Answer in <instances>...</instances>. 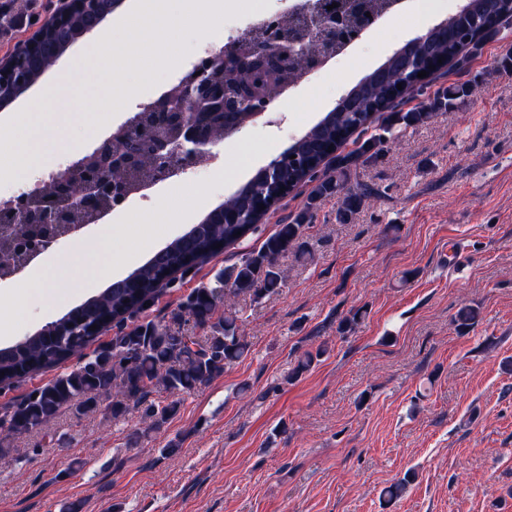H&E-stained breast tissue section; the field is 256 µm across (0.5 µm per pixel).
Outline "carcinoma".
<instances>
[{"label": "carcinoma", "instance_id": "obj_1", "mask_svg": "<svg viewBox=\"0 0 512 512\" xmlns=\"http://www.w3.org/2000/svg\"><path fill=\"white\" fill-rule=\"evenodd\" d=\"M510 20L512 0H465L445 25L429 29V36L415 46L413 54L425 70L431 65L439 70L450 63L464 71L488 40L507 30ZM82 33L83 27L77 19L62 34L47 29L46 50L26 62L30 80L36 81L53 59L62 55ZM401 74V65H395V82L386 84L369 73L350 90L353 107L339 104L326 113L291 145L296 158L288 159L286 150L278 156L277 184L267 183L259 172L236 192V196L224 200V206L241 213L240 223L225 224L215 212L208 213L202 222L157 251L143 266L112 282L100 295L75 306L59 320L24 340L0 348V385L5 387L22 375L65 362L82 352L102 331H114L112 338L99 346L92 356L51 383L34 389L37 397L29 394L0 410V424L8 425V431L13 434L47 430L62 409L69 408L79 414L78 402L93 403L110 395L115 396L111 406L114 418L121 416L127 403L132 402L144 407L147 419L164 420L176 412L177 405L172 402L160 408L148 402L151 389L162 387L172 392H189L242 358L248 347L239 318L231 312L218 316L216 309L238 294L261 300L282 287L285 275L274 263L277 255L291 252L298 260L310 256L302 236L303 220L312 219V197L302 219L279 225L259 250L242 254L236 264L216 274L213 282L193 289L187 296L182 304L185 316L209 326L210 334L204 342L185 331H173L151 321L137 324L135 320L155 302L163 288L174 286L199 263L216 254L217 244L225 248L255 232L266 220L271 209L269 200L280 188L292 191L315 181V195H342L338 218L343 223L372 199L374 193L364 184L353 189L346 187L351 170L377 157L395 126L424 124L434 116V111L453 108L469 91L465 83L449 86L441 92L418 89L414 94L427 97L428 104L418 111L400 112L401 104L394 99L399 93L397 81L401 80ZM381 112L386 116L384 123L377 127V133L357 149L343 152L347 140L354 133L369 129ZM365 316L363 308L350 311L339 320L338 330L356 329ZM478 318L477 309L464 306L458 310L454 323L460 330H469ZM93 325L97 329H91ZM326 352L324 344L305 352L296 361L289 379L308 372Z\"/></svg>", "mask_w": 512, "mask_h": 512}]
</instances>
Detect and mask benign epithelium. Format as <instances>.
I'll return each instance as SVG.
<instances>
[{"instance_id":"1","label":"benign epithelium","mask_w":512,"mask_h":512,"mask_svg":"<svg viewBox=\"0 0 512 512\" xmlns=\"http://www.w3.org/2000/svg\"><path fill=\"white\" fill-rule=\"evenodd\" d=\"M96 3L56 0L51 23L64 27L79 17L89 32L100 21ZM308 21L306 31L300 32L288 23V12L277 13L267 24L280 26L279 35L266 36L250 50L232 38L224 47L207 51L171 90L140 106L116 133L101 138L85 155L70 162L51 183L49 194L23 191L1 203L0 224L27 232L25 260L51 249L74 231V210L89 209L98 221L129 199L131 190L107 172L138 169L144 149L153 158L152 183L185 171L221 142L216 128H223L226 138L242 130L235 113L249 112L255 120L275 111L274 101L257 94L258 86L271 74L293 70L307 77L324 68L328 58L310 52L312 41L320 39L341 50L368 28L363 22L347 25L341 14L328 10L310 15ZM41 46L38 31L17 43L0 59V75L13 72ZM223 72L241 73L243 78L227 87Z\"/></svg>"}]
</instances>
